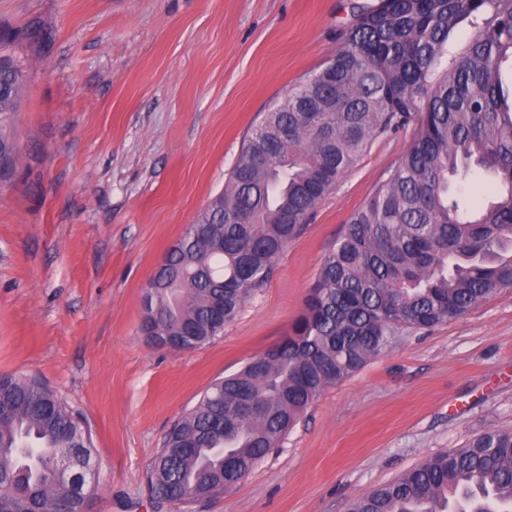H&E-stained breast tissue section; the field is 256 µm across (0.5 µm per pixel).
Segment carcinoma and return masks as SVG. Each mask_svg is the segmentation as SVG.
I'll list each match as a JSON object with an SVG mask.
<instances>
[{
  "label": "carcinoma",
  "mask_w": 512,
  "mask_h": 512,
  "mask_svg": "<svg viewBox=\"0 0 512 512\" xmlns=\"http://www.w3.org/2000/svg\"><path fill=\"white\" fill-rule=\"evenodd\" d=\"M479 28L459 56L448 43ZM0 34V144L26 85ZM512 0H379L353 12L324 67L266 113L213 197L156 268L140 331L204 346L270 279L278 256L379 134L412 120L408 149L325 256L279 344L215 381L170 428L147 472L186 509L234 487L327 387L396 338L512 289ZM494 182L469 207L456 185ZM84 421L36 378L0 374V512H84L70 474L93 462ZM512 512V429L430 456L350 512Z\"/></svg>",
  "instance_id": "1"
}]
</instances>
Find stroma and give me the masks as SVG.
Instances as JSON below:
<instances>
[{
    "label": "stroma",
    "instance_id": "stroma-1",
    "mask_svg": "<svg viewBox=\"0 0 512 512\" xmlns=\"http://www.w3.org/2000/svg\"><path fill=\"white\" fill-rule=\"evenodd\" d=\"M377 0H0L29 64L0 180V374L35 377L85 420V512H177L146 472L216 379L287 334L351 215L416 123L376 137L213 342L139 331L161 255L221 193L263 114L320 68ZM512 429V289L397 338L326 388L280 448L192 512H348L425 458Z\"/></svg>",
    "mask_w": 512,
    "mask_h": 512
}]
</instances>
